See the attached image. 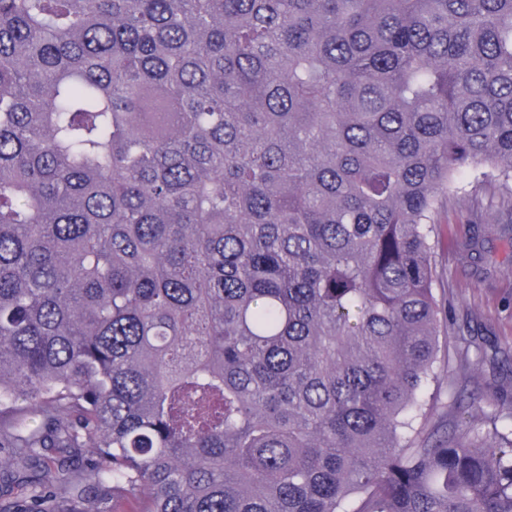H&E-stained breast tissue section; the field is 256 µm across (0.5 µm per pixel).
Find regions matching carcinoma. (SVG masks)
<instances>
[{"label": "carcinoma", "instance_id": "carcinoma-1", "mask_svg": "<svg viewBox=\"0 0 512 512\" xmlns=\"http://www.w3.org/2000/svg\"><path fill=\"white\" fill-rule=\"evenodd\" d=\"M470 178L512 242V0H0V512H512L406 441Z\"/></svg>", "mask_w": 512, "mask_h": 512}]
</instances>
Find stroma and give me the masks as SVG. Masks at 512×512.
<instances>
[{"mask_svg": "<svg viewBox=\"0 0 512 512\" xmlns=\"http://www.w3.org/2000/svg\"><path fill=\"white\" fill-rule=\"evenodd\" d=\"M494 200L488 188L450 198L436 227L440 245L436 255L437 277L433 285L440 304L449 308L448 333L440 337L439 358L447 366L424 393L434 414L450 409L453 403L470 398H488L494 384H512V249L488 231V248L495 264L491 274H474L468 262L466 243L473 226L487 224L486 209ZM495 338L509 354L507 374L492 376L488 363L477 358L471 345L474 334ZM468 358L467 377L453 373L458 359Z\"/></svg>", "mask_w": 512, "mask_h": 512, "instance_id": "obj_1", "label": "stroma"}]
</instances>
